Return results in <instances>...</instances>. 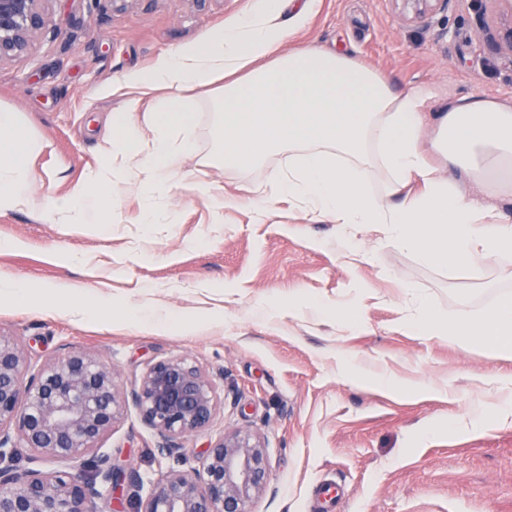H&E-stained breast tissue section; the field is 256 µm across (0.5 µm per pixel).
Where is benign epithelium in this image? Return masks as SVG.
<instances>
[{
	"mask_svg": "<svg viewBox=\"0 0 512 512\" xmlns=\"http://www.w3.org/2000/svg\"><path fill=\"white\" fill-rule=\"evenodd\" d=\"M49 0H0V63L17 59L46 32ZM418 23L448 0H399ZM173 455L206 430L224 399L215 380L186 356L151 361L130 393L112 366L73 352L31 367L24 346L0 334V512H250L271 469L261 438L240 430L208 442L198 466L167 470L144 485L103 451L128 402ZM30 451L21 456L20 449Z\"/></svg>",
	"mask_w": 512,
	"mask_h": 512,
	"instance_id": "1",
	"label": "benign epithelium"
}]
</instances>
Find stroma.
<instances>
[{"instance_id":"stroma-1","label":"stroma","mask_w":512,"mask_h":512,"mask_svg":"<svg viewBox=\"0 0 512 512\" xmlns=\"http://www.w3.org/2000/svg\"><path fill=\"white\" fill-rule=\"evenodd\" d=\"M314 2L308 22L289 29V45L355 55L398 92L430 86L433 112L467 94L512 101V50L486 44L512 17V0H450L421 23L403 21L394 0ZM260 7L134 0L116 11L111 0H51L47 32L26 56L0 64V104L44 145L33 161L37 191L66 193L96 166L109 120L124 108L117 79ZM215 124L202 97L185 176L165 197L149 203L130 190L139 171L123 164L110 235L0 215V240L20 243L0 250V273L31 287L26 301H0V333L24 345L31 366L80 351L112 365L127 389L149 361L192 358L218 384L224 408L184 453L200 457L210 439L234 430L260 436L271 481L252 512H323L318 494L328 484L340 496L333 512H512V414L466 427L476 408L502 403L512 355L416 326L429 311L444 323L478 318L512 292V254L461 274L423 265L376 224H311L284 203L256 219L233 198L288 157L226 168ZM198 180L216 185L218 200L201 198ZM147 207L150 224L141 221ZM72 285L93 288L92 318L65 311ZM313 302L360 320L314 315ZM260 304L267 317H255ZM153 308L169 323L147 318ZM382 376L401 391L380 387ZM103 446L146 482L167 465L132 404Z\"/></svg>"}]
</instances>
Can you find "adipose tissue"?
Wrapping results in <instances>:
<instances>
[{
    "label": "adipose tissue",
    "mask_w": 512,
    "mask_h": 512,
    "mask_svg": "<svg viewBox=\"0 0 512 512\" xmlns=\"http://www.w3.org/2000/svg\"><path fill=\"white\" fill-rule=\"evenodd\" d=\"M286 6L263 0L260 11L233 27L169 50L146 73L127 75L124 110L112 120L102 165L65 194L35 191L30 159L41 146L19 113L0 106V214L26 211L109 233L114 161L139 157L141 194L148 201L162 196L194 144L195 105L220 80L215 133L225 167L288 156L287 168H273L248 199L257 214L285 199L312 222L380 224L424 264L461 271L511 253L512 218L480 205L428 157H441L450 172L511 181L512 105L467 94L429 116L433 93L426 87L397 92L384 74L345 54L284 50ZM146 127L154 133L149 144ZM377 168L385 178L373 193L365 185ZM447 331L512 353V296L483 309L478 321L449 323Z\"/></svg>",
    "instance_id": "obj_1"
}]
</instances>
